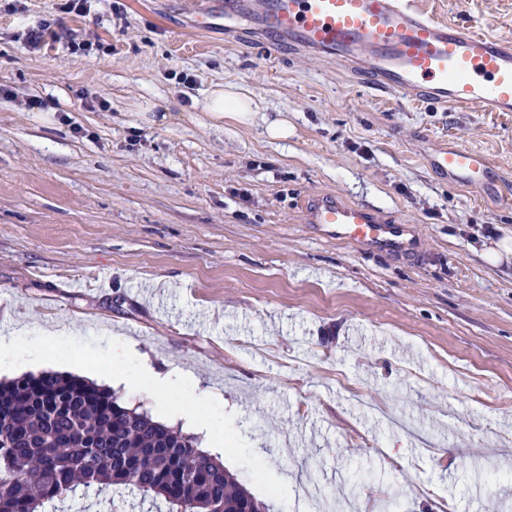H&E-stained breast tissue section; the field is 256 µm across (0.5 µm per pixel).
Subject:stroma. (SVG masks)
<instances>
[{
    "label": "stroma",
    "instance_id": "35a3bbf8",
    "mask_svg": "<svg viewBox=\"0 0 512 512\" xmlns=\"http://www.w3.org/2000/svg\"><path fill=\"white\" fill-rule=\"evenodd\" d=\"M421 2L512 36V0ZM60 4L0 0V378L77 375L203 451L221 438L272 512H512V257H486L512 240V113L198 33L199 0ZM41 20L58 39L34 52ZM216 83L264 120L212 121ZM164 102L179 118L146 109ZM451 141L500 182L448 186L428 156ZM327 192L413 225L422 252L322 239L302 211ZM116 501L151 510L114 488L65 506Z\"/></svg>",
    "mask_w": 512,
    "mask_h": 512
}]
</instances>
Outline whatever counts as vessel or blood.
<instances>
[{
    "instance_id": "b4317fda",
    "label": "vessel or blood",
    "mask_w": 512,
    "mask_h": 512,
    "mask_svg": "<svg viewBox=\"0 0 512 512\" xmlns=\"http://www.w3.org/2000/svg\"><path fill=\"white\" fill-rule=\"evenodd\" d=\"M252 30L336 61L408 100L459 109L512 112V39L434 19L413 0H212L196 27ZM449 184L482 190L500 168L483 152L451 142L429 159ZM306 223L327 240L412 256L410 225L337 195L317 196Z\"/></svg>"
}]
</instances>
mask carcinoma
<instances>
[{
    "instance_id": "1",
    "label": "carcinoma",
    "mask_w": 512,
    "mask_h": 512,
    "mask_svg": "<svg viewBox=\"0 0 512 512\" xmlns=\"http://www.w3.org/2000/svg\"><path fill=\"white\" fill-rule=\"evenodd\" d=\"M159 499L168 512H268L196 439L106 388L46 371L0 381V512H59L78 487Z\"/></svg>"
}]
</instances>
